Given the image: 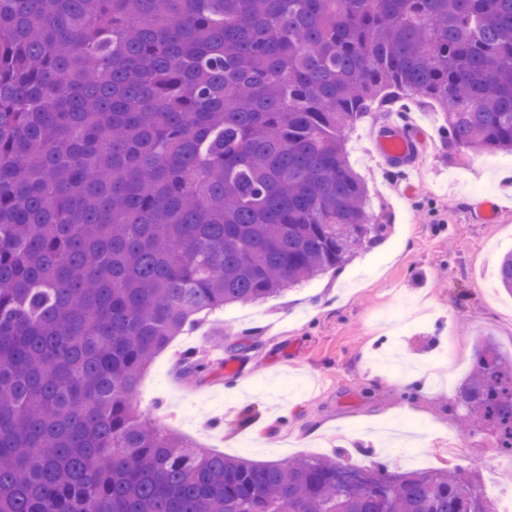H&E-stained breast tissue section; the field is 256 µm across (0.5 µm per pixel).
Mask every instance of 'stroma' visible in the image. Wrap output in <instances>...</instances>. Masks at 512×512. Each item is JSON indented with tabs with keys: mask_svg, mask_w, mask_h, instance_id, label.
<instances>
[{
	"mask_svg": "<svg viewBox=\"0 0 512 512\" xmlns=\"http://www.w3.org/2000/svg\"><path fill=\"white\" fill-rule=\"evenodd\" d=\"M389 113L363 118L347 136L351 167L366 181L383 238L362 245L345 266L253 304L200 314L143 374L137 403L154 420L206 452L282 462L302 455L376 450L374 434L421 418L434 468L458 437L455 393L481 345L512 358V295L497 283L512 250V153H448L435 106L411 102L406 124L423 137L411 195L381 173L370 134ZM497 203L485 223L476 201ZM208 371L189 376L187 356ZM441 356V384L405 391L379 359L401 369ZM285 417H278V410ZM462 445L457 465L482 488L497 485V512H512V458Z\"/></svg>",
	"mask_w": 512,
	"mask_h": 512,
	"instance_id": "1",
	"label": "stroma"
}]
</instances>
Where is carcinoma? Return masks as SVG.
I'll list each match as a JSON object with an SVG mask.
<instances>
[{
  "instance_id": "1",
  "label": "carcinoma",
  "mask_w": 512,
  "mask_h": 512,
  "mask_svg": "<svg viewBox=\"0 0 512 512\" xmlns=\"http://www.w3.org/2000/svg\"><path fill=\"white\" fill-rule=\"evenodd\" d=\"M418 99L512 152V0H0V512H494L462 468L254 463L135 404L196 314L380 237L346 133ZM455 401L512 450L511 358Z\"/></svg>"
}]
</instances>
